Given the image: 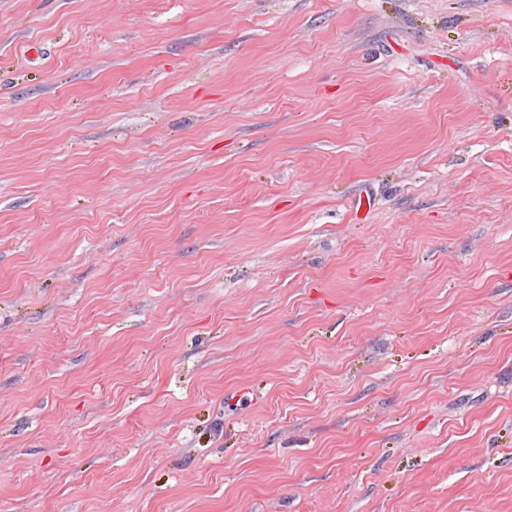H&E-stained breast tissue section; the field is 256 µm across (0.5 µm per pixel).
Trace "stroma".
<instances>
[{"mask_svg":"<svg viewBox=\"0 0 512 512\" xmlns=\"http://www.w3.org/2000/svg\"><path fill=\"white\" fill-rule=\"evenodd\" d=\"M0 512H512V0H0Z\"/></svg>","mask_w":512,"mask_h":512,"instance_id":"35a3bbf8","label":"stroma"}]
</instances>
